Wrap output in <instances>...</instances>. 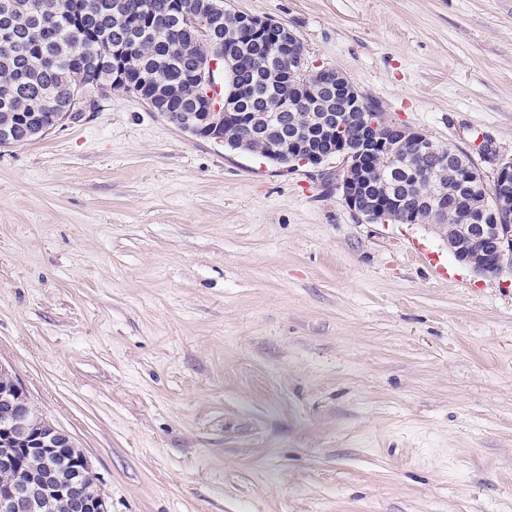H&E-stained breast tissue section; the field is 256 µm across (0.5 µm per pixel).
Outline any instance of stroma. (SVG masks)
Masks as SVG:
<instances>
[{"label": "stroma", "mask_w": 512, "mask_h": 512, "mask_svg": "<svg viewBox=\"0 0 512 512\" xmlns=\"http://www.w3.org/2000/svg\"><path fill=\"white\" fill-rule=\"evenodd\" d=\"M485 171L512 0H225ZM136 98L0 147V366L109 512H512V275Z\"/></svg>", "instance_id": "1"}]
</instances>
